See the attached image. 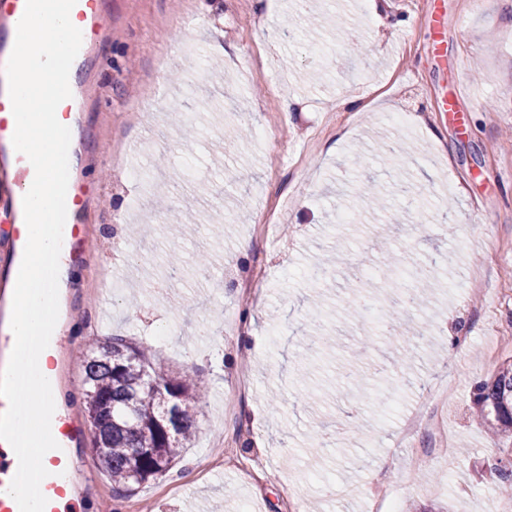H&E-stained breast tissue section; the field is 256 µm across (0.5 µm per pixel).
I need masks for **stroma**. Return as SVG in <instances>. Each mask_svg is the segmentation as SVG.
Here are the masks:
<instances>
[{
    "label": "stroma",
    "instance_id": "35a3bbf8",
    "mask_svg": "<svg viewBox=\"0 0 512 512\" xmlns=\"http://www.w3.org/2000/svg\"><path fill=\"white\" fill-rule=\"evenodd\" d=\"M104 10L81 126L96 188L75 221L98 252L124 209L131 261L83 265L61 288V410L86 417L70 350L86 331L148 346L159 373L193 371L201 399L180 460L130 491L85 432L71 450L79 512H371L383 489L402 512H512L470 410L475 381L512 356V0H389L380 18L368 0ZM187 40L205 63L191 92L171 80L195 67ZM347 94L363 111L339 107ZM372 182L386 195L376 211ZM424 271L436 284L417 309L407 297ZM228 316L249 320L250 351L225 335ZM448 378L445 427L402 442L419 396Z\"/></svg>",
    "mask_w": 512,
    "mask_h": 512
}]
</instances>
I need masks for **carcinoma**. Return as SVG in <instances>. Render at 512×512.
<instances>
[{"mask_svg":"<svg viewBox=\"0 0 512 512\" xmlns=\"http://www.w3.org/2000/svg\"><path fill=\"white\" fill-rule=\"evenodd\" d=\"M82 374L94 450L112 483L127 489L168 473L198 430L195 379L156 374L148 347L119 338L91 343ZM471 412L499 447L494 470L512 490V357L475 382Z\"/></svg>","mask_w":512,"mask_h":512,"instance_id":"obj_1","label":"carcinoma"}]
</instances>
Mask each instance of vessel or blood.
I'll use <instances>...</instances> for the list:
<instances>
[{
	"mask_svg": "<svg viewBox=\"0 0 512 512\" xmlns=\"http://www.w3.org/2000/svg\"><path fill=\"white\" fill-rule=\"evenodd\" d=\"M25 7L26 0H0V25L8 29L7 35L0 38V167L9 170L17 186L26 190L33 182L34 168L27 157L17 152L12 144L16 123L3 73L15 44L14 29ZM70 18L82 32V44L76 57L77 62L81 63L89 56L94 43L106 28L103 0H76ZM89 191L90 187L83 179H70L66 193L67 209L81 210ZM65 231V246L70 256L80 262L86 261L90 250L84 226L69 224ZM4 233L15 247H25L27 235L21 196H14L10 201L9 219ZM82 434L83 427L78 421L66 415L56 416L52 435L58 446L48 451L43 458L48 472L40 485L47 500L45 512H66L65 505L72 500V486L68 478L73 468L70 448ZM6 446V441L0 440V512H19L17 502L8 492L18 468V459L13 454L5 455Z\"/></svg>",
	"mask_w": 512,
	"mask_h": 512,
	"instance_id": "1",
	"label": "vessel or blood"
}]
</instances>
